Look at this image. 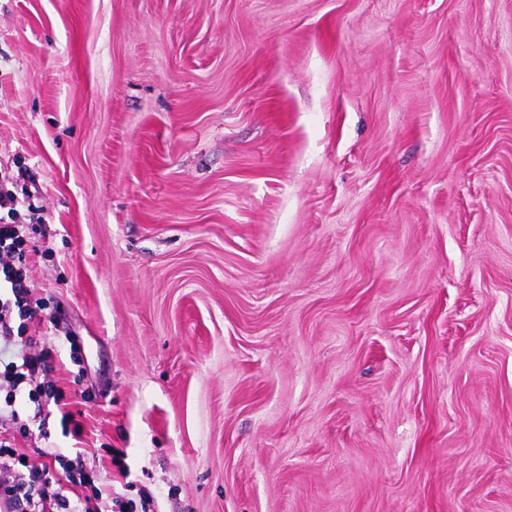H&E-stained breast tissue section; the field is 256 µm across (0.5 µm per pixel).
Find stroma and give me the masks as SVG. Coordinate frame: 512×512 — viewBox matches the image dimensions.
Listing matches in <instances>:
<instances>
[{
  "mask_svg": "<svg viewBox=\"0 0 512 512\" xmlns=\"http://www.w3.org/2000/svg\"><path fill=\"white\" fill-rule=\"evenodd\" d=\"M2 177L103 512H512V0H0Z\"/></svg>",
  "mask_w": 512,
  "mask_h": 512,
  "instance_id": "stroma-1",
  "label": "stroma"
}]
</instances>
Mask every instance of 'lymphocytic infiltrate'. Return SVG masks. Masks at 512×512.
<instances>
[{
    "mask_svg": "<svg viewBox=\"0 0 512 512\" xmlns=\"http://www.w3.org/2000/svg\"><path fill=\"white\" fill-rule=\"evenodd\" d=\"M38 308L31 300L24 269L0 263V376L9 379L13 389L6 408H0V498L12 503L13 512H97L90 498L68 497L74 488L91 481L83 454L68 460L58 475L3 435L8 425L19 421L21 405L36 392L54 402L64 435L77 441L83 435V425L63 389L40 381L53 371L56 350L33 337L20 341L15 336L14 317L35 318Z\"/></svg>",
    "mask_w": 512,
    "mask_h": 512,
    "instance_id": "lymphocytic-infiltrate-1",
    "label": "lymphocytic infiltrate"
}]
</instances>
